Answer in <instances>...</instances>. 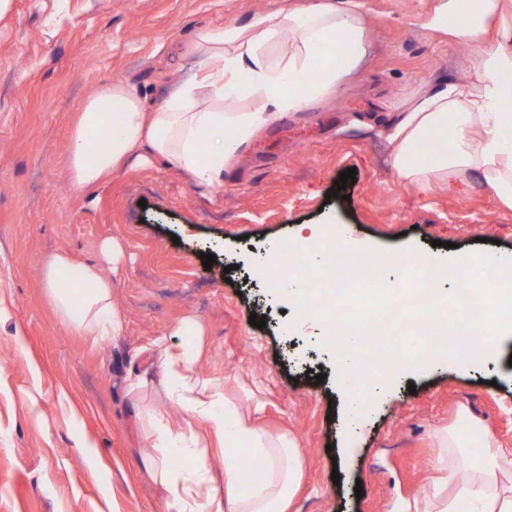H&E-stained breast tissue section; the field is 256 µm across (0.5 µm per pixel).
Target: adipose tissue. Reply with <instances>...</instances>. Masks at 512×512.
Masks as SVG:
<instances>
[{
    "label": "adipose tissue",
    "mask_w": 512,
    "mask_h": 512,
    "mask_svg": "<svg viewBox=\"0 0 512 512\" xmlns=\"http://www.w3.org/2000/svg\"><path fill=\"white\" fill-rule=\"evenodd\" d=\"M461 0H441L423 21L466 48V79L421 91L392 124L395 177L427 192L464 173L478 174L498 201L512 208V0H480L461 17ZM360 0L338 8L311 0L275 15L258 14L243 25L199 27L192 33L193 76L161 104L150 107L135 85L117 80L86 99L72 124L66 174L77 189L103 185L134 153L144 152L168 170L204 186H220L246 147L287 112L303 111L335 96L365 51ZM342 41L339 61L315 55L317 46ZM210 139L201 142L199 134ZM435 136L432 156L418 144ZM41 281L61 322L84 336L119 335L113 283L100 264L76 263L65 251L43 266ZM200 351L185 345L160 352L157 384L182 416L181 426L155 417L154 448L145 467L165 492L169 512H286L303 475L292 442L266 431L256 415L225 402L211 379L195 370ZM439 476L403 512H512V449L493 429L460 413L455 428L435 433ZM264 461L263 480L239 481L241 452ZM224 461V486L213 487L208 459ZM187 466L174 468V457Z\"/></svg>",
    "instance_id": "1"
}]
</instances>
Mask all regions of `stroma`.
<instances>
[{
	"mask_svg": "<svg viewBox=\"0 0 512 512\" xmlns=\"http://www.w3.org/2000/svg\"><path fill=\"white\" fill-rule=\"evenodd\" d=\"M297 0H11L0 15V512H168L144 465L146 416L181 415L166 396L132 398L155 374V344L201 347L200 373L240 409L294 439L304 461L288 512H397L437 475L436 429L458 411L512 448V354L424 363L380 392L354 449L342 445L343 389L320 336L289 326L256 259L299 224L334 223L376 250L512 254V209L477 176L422 193L388 170L386 128L413 96L464 79L469 57L418 22L438 0H363L367 61L329 102L285 113L218 188L158 165L126 167L79 191L66 177L82 102L115 80L164 98L189 72L190 34L247 23ZM355 169L344 197L340 172ZM113 240L118 264L100 247ZM110 272L119 335L67 329L41 285L55 252ZM216 261L204 268L202 254ZM263 316L265 328L249 322ZM200 330L184 335L185 319ZM324 382H317V374ZM94 448L84 452L82 440ZM339 481H332V473ZM362 494H355V487Z\"/></svg>",
	"mask_w": 512,
	"mask_h": 512,
	"instance_id": "stroma-1",
	"label": "stroma"
}]
</instances>
